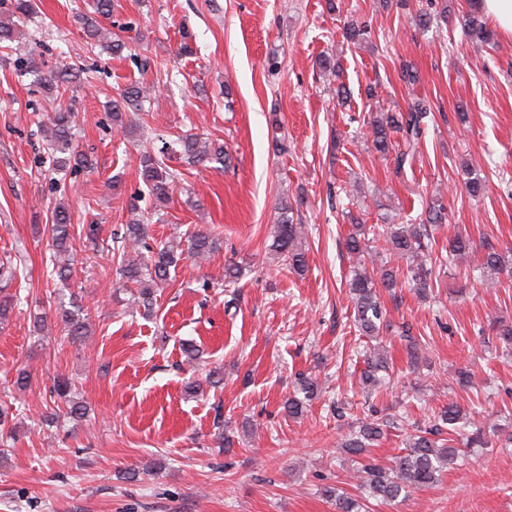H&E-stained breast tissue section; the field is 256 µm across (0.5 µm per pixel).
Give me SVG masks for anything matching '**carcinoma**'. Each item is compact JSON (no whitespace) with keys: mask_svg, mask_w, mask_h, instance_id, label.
<instances>
[{"mask_svg":"<svg viewBox=\"0 0 512 512\" xmlns=\"http://www.w3.org/2000/svg\"><path fill=\"white\" fill-rule=\"evenodd\" d=\"M34 10L33 0H9L5 13L0 18V42H13L20 33L17 21L26 18ZM459 23L470 38L486 43L489 34L485 23L468 12L461 15ZM107 48L116 56L129 52L144 72L151 67L150 61L137 53L118 34H112ZM37 73V83L50 94L59 91L61 85L69 82L67 70L57 68L47 72L33 68ZM151 99L150 89L141 82L125 86L118 97L112 100V120L130 135L139 129L141 111L144 102ZM430 102L426 97H415L407 108L398 112H378L369 122V134L376 151L387 155L394 153L395 175L399 176L405 168L413 165L418 148L425 136L430 112ZM47 141L52 151L56 168L67 167L77 171L90 169L93 163L87 155L73 146L74 113L61 107L54 109L49 118ZM401 140L392 141V134ZM161 146L142 149L137 158L139 180L150 201L147 215L139 214L125 225L123 232L116 235L121 249L120 271L122 276L137 285V294L131 298V306L152 313L156 302L155 288L165 282L172 269L176 268L183 256L205 261L221 247L220 239L205 231H195L186 237L175 236L167 241H155L150 235L149 219H162L165 209L172 202L174 192L182 180V173L169 165L177 157L189 166L229 163L224 146L217 145L197 134H183L176 138L159 139ZM466 175L464 184L473 197L483 195L488 189L487 180L481 176L480 167L466 161L462 164ZM292 207L284 204L281 215L271 233L270 252L278 259L288 263L295 271L305 267V253L302 240L305 237L304 226L293 223L288 216ZM447 208L437 200L429 206L426 222L415 224H380L376 236L384 241L386 250L406 262V272L420 293H427L433 287V261L428 259L429 233L427 225L447 223ZM52 240L51 274L61 282H68L73 275L75 256L74 237L71 233V212L64 204L54 207L53 224L50 228ZM363 230L350 235L345 248L354 259L352 275L348 288L354 303V322L359 331L373 336L380 332L386 319V309L380 301L378 287L390 289L395 286L396 273L391 269L373 271L369 269L366 258L369 257L368 244L362 239ZM473 241L470 237L456 234L448 238V250L442 259L454 266L475 267L481 277L489 284L498 279V274L506 269L505 253L494 248L487 251L478 263L471 262ZM63 324V340L75 344L85 340L89 334L88 322L82 316L81 309H62L59 312ZM369 370L361 377V388L369 392L382 385L388 377L387 361L377 355L368 362ZM299 391L304 398L289 397L284 407L291 417L303 414L306 404L320 392L319 383L310 377L299 379ZM51 396L60 399L66 406L65 415L80 419L85 415L86 406L72 391L69 378L60 375L50 388ZM382 419L369 418L361 422L359 429L341 442L346 453L363 456L368 448L377 444L383 435ZM486 444L485 431L477 425L475 416L467 414L457 405H449L433 413L428 428L409 433L405 439L407 452L396 458L388 469L369 461L361 464L357 470L361 499H356L338 487L325 486L322 494L332 501L334 512H367L365 501L369 499L381 502L394 501L400 496H408L414 489L427 488L440 480L443 472L455 464L460 456V446L470 448Z\"/></svg>","mask_w":512,"mask_h":512,"instance_id":"cac0c4a2","label":"carcinoma"}]
</instances>
